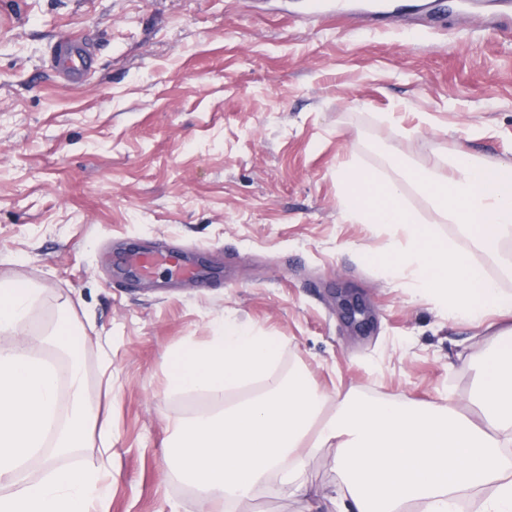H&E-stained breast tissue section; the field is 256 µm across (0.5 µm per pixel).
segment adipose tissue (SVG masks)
I'll return each instance as SVG.
<instances>
[{"mask_svg":"<svg viewBox=\"0 0 512 512\" xmlns=\"http://www.w3.org/2000/svg\"><path fill=\"white\" fill-rule=\"evenodd\" d=\"M448 176L428 171L405 182L343 164L336 169L346 217L372 229L391 230L394 242L382 270L406 280L451 315L502 321L492 350L476 373L473 404L478 419L461 415L451 398L422 409L399 399L356 401L339 395L331 413L325 397L304 374L277 370L279 342L227 319L208 344L172 354L168 388L203 392L224 402L174 427L168 469L196 493L201 512L223 504L234 512L264 486L288 496L306 491L308 465L325 447L334 451L338 489L328 498L334 512H458L464 492L483 486L480 512H512V294L467 256L439 240L431 225L408 209L405 183L427 195L437 219L459 225L487 254L512 238V166L480 161L467 151L448 160ZM35 288L21 278L0 279V333L14 348L0 349V512H100L112 475L107 469L57 466L55 457L81 448L93 411L84 396L79 364L68 376V414L58 406L59 376L37 357L48 343L74 354L69 322L48 335H31ZM260 392L226 403L227 392L249 381ZM40 459L43 474L27 465Z\"/></svg>","mask_w":512,"mask_h":512,"instance_id":"adipose-tissue-1","label":"adipose tissue"}]
</instances>
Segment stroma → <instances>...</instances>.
I'll use <instances>...</instances> for the list:
<instances>
[{
    "instance_id": "stroma-1",
    "label": "stroma",
    "mask_w": 512,
    "mask_h": 512,
    "mask_svg": "<svg viewBox=\"0 0 512 512\" xmlns=\"http://www.w3.org/2000/svg\"><path fill=\"white\" fill-rule=\"evenodd\" d=\"M365 2L315 18L313 0H0V279L41 288L31 331L66 313L78 327L97 419L61 463L111 472L108 512H199L164 451L210 400L168 391L166 373L227 315L277 337L279 373L328 397L447 394L475 416L490 329L362 260L387 239L345 218L336 169L444 175L459 149L512 164V31L493 29L496 0H395L379 25ZM73 33L95 48L80 86L51 63ZM435 231L512 292V242L492 258L458 225ZM161 244L198 276L116 268L117 252ZM344 292L366 332L344 322Z\"/></svg>"
}]
</instances>
